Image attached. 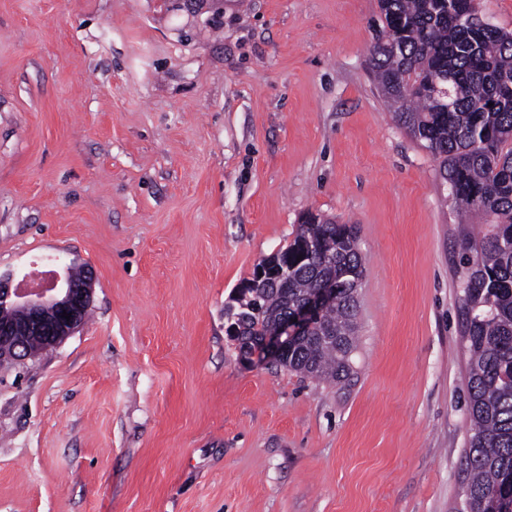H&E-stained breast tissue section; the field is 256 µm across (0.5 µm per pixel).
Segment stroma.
Segmentation results:
<instances>
[{
	"label": "stroma",
	"mask_w": 512,
	"mask_h": 512,
	"mask_svg": "<svg viewBox=\"0 0 512 512\" xmlns=\"http://www.w3.org/2000/svg\"><path fill=\"white\" fill-rule=\"evenodd\" d=\"M378 0H0V271L89 269L0 367V512H454L460 217L369 68ZM357 225L348 384L246 364L224 305L307 212Z\"/></svg>",
	"instance_id": "obj_1"
}]
</instances>
